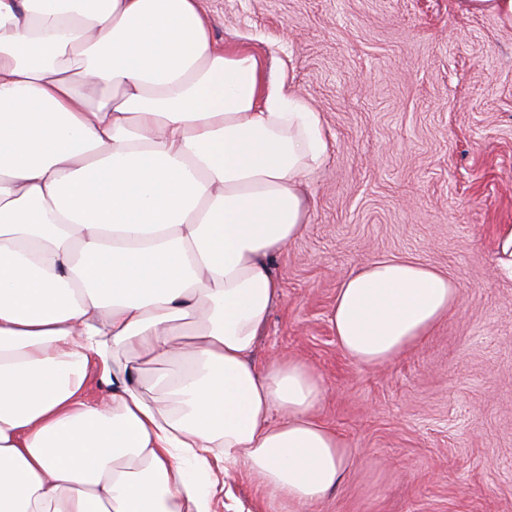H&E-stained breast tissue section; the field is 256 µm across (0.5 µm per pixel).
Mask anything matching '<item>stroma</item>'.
I'll return each instance as SVG.
<instances>
[{
	"label": "stroma",
	"instance_id": "obj_1",
	"mask_svg": "<svg viewBox=\"0 0 512 512\" xmlns=\"http://www.w3.org/2000/svg\"><path fill=\"white\" fill-rule=\"evenodd\" d=\"M221 46L285 67L330 145L310 222L274 261L283 288L255 357L323 377L320 419L355 454L309 512H512V28L458 0H200ZM404 257L458 281L416 349L368 367L330 323L363 262ZM495 257L500 268L512 277V225L499 227L495 243Z\"/></svg>",
	"mask_w": 512,
	"mask_h": 512
}]
</instances>
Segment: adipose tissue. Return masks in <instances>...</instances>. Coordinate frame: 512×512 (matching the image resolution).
<instances>
[{"label":"adipose tissue","mask_w":512,"mask_h":512,"mask_svg":"<svg viewBox=\"0 0 512 512\" xmlns=\"http://www.w3.org/2000/svg\"><path fill=\"white\" fill-rule=\"evenodd\" d=\"M328 153L320 112L217 45L199 0H0V512H212L233 480L258 496L227 512L334 495L353 450L322 376L254 360ZM459 294L377 258L330 321L381 366Z\"/></svg>","instance_id":"1"}]
</instances>
